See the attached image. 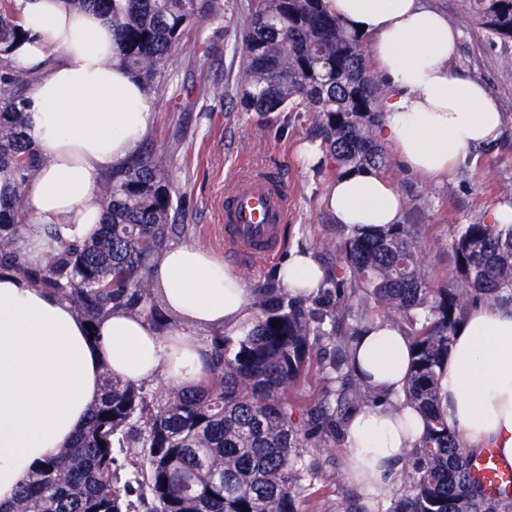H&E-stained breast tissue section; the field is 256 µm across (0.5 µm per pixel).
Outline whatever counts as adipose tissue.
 Wrapping results in <instances>:
<instances>
[{
    "label": "adipose tissue",
    "mask_w": 512,
    "mask_h": 512,
    "mask_svg": "<svg viewBox=\"0 0 512 512\" xmlns=\"http://www.w3.org/2000/svg\"><path fill=\"white\" fill-rule=\"evenodd\" d=\"M21 3L37 42L18 46L14 57L26 65L49 54L57 58L27 108L26 134L49 159L25 196L28 250L37 259L49 247L45 226H54L66 243L96 232L99 179L137 149L152 104L113 62L116 40L105 16L74 10L64 0ZM328 7L347 28L364 26L373 39L377 75L389 88L376 135L408 170L439 177L460 165L468 149L496 139L503 123L497 99L481 81L448 68L460 33L447 16L421 0H328ZM326 205L337 223L364 231L400 218L399 197L372 172L338 178ZM276 273L294 294L316 291L323 278L311 255L296 250ZM151 275L175 317L164 334L121 310L87 330L66 301L0 272V503L12 502L36 464L54 457L83 427L103 368L133 381L191 388L208 350L201 332L235 333L253 320V291L200 247L166 248ZM409 357L408 338L378 319L359 340L355 364L369 388L394 394L406 383ZM446 384L448 423L463 448H493L512 464V302L471 308L448 351ZM421 431L409 408L357 409L345 433L349 479L382 499Z\"/></svg>",
    "instance_id": "obj_1"
}]
</instances>
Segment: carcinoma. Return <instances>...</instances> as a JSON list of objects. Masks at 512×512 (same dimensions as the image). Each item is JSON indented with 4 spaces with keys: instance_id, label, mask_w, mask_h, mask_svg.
Here are the masks:
<instances>
[{
    "instance_id": "obj_1",
    "label": "carcinoma",
    "mask_w": 512,
    "mask_h": 512,
    "mask_svg": "<svg viewBox=\"0 0 512 512\" xmlns=\"http://www.w3.org/2000/svg\"><path fill=\"white\" fill-rule=\"evenodd\" d=\"M111 19L116 61L145 95L165 92L172 54L198 26L224 18L220 0H66ZM478 25L512 40V0H465ZM235 52L244 65L241 103L254 112H307L311 141L332 175L387 167L375 136L384 86L370 71L362 35L325 0H250ZM34 40L19 0H0V269L69 301L90 326L122 308L164 333L152 263L184 233L170 152L143 142L103 175L101 222L81 244H59L31 264L19 217L30 182L47 159L26 136L29 91L53 64L21 67L12 49ZM315 241L314 258L336 255V271L308 298L276 285L259 291L250 328L210 337L202 382L154 398L145 385L102 374L86 426L39 465L0 512H299L327 488L336 458L308 460L343 431L351 411L375 404L352 366L373 318L410 338L405 403L423 422L390 501L354 495L327 512H512V493L491 496L470 479L474 456L448 425L445 367L457 326L471 306L512 301V224H466L452 243L458 281L433 288L424 265L427 224H386L370 232L342 226ZM278 326H273V322ZM317 364L325 385L299 388ZM443 503H437V500Z\"/></svg>"
}]
</instances>
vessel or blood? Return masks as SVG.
Segmentation results:
<instances>
[{
	"instance_id": "1",
	"label": "vessel or blood",
	"mask_w": 512,
	"mask_h": 512,
	"mask_svg": "<svg viewBox=\"0 0 512 512\" xmlns=\"http://www.w3.org/2000/svg\"><path fill=\"white\" fill-rule=\"evenodd\" d=\"M287 218L285 185L264 174H254L239 182L224 200L225 244L245 258L270 256L279 243V227ZM470 473L490 494L512 485V467L504 465L492 448L473 459Z\"/></svg>"
}]
</instances>
